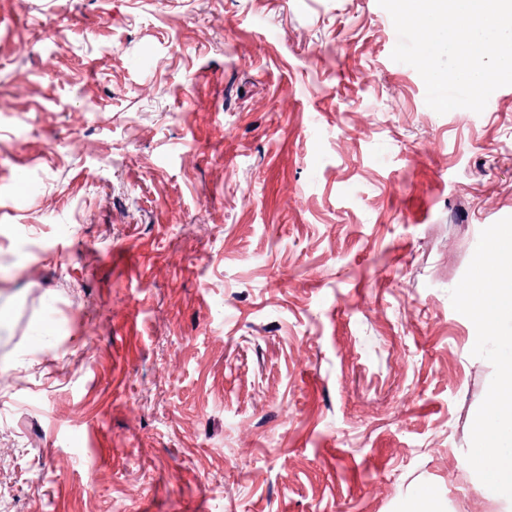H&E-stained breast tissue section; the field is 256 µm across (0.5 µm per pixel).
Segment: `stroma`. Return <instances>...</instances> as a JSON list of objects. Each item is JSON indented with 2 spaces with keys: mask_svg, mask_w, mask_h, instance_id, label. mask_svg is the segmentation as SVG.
<instances>
[{
  "mask_svg": "<svg viewBox=\"0 0 512 512\" xmlns=\"http://www.w3.org/2000/svg\"><path fill=\"white\" fill-rule=\"evenodd\" d=\"M377 0H0V512H496L450 299L512 86Z\"/></svg>",
  "mask_w": 512,
  "mask_h": 512,
  "instance_id": "35a3bbf8",
  "label": "stroma"
}]
</instances>
